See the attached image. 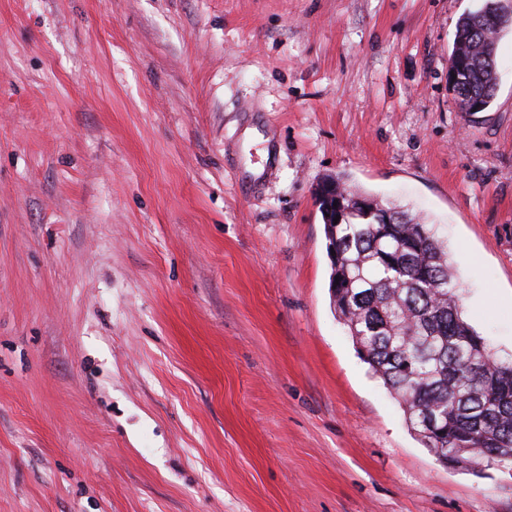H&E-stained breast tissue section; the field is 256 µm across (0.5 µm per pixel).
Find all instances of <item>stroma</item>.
I'll return each instance as SVG.
<instances>
[{"label": "stroma", "mask_w": 512, "mask_h": 512, "mask_svg": "<svg viewBox=\"0 0 512 512\" xmlns=\"http://www.w3.org/2000/svg\"><path fill=\"white\" fill-rule=\"evenodd\" d=\"M484 0H0V512H512L336 316L332 177L427 217L512 356V31ZM499 2L485 0L479 10L464 14L457 25L449 77L462 112H484L494 100L496 44L502 32L512 30V10ZM487 13L495 14L497 24L485 20Z\"/></svg>", "instance_id": "stroma-1"}]
</instances>
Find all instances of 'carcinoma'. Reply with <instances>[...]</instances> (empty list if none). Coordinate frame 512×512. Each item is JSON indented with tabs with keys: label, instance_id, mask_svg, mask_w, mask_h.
<instances>
[{
	"label": "carcinoma",
	"instance_id": "cac0c4a2",
	"mask_svg": "<svg viewBox=\"0 0 512 512\" xmlns=\"http://www.w3.org/2000/svg\"><path fill=\"white\" fill-rule=\"evenodd\" d=\"M509 29L512 10L499 0L461 17L449 75L462 111L491 106L496 44ZM320 209L335 251V311L410 427L430 448H470L477 458L512 448V358L464 318L448 251L429 225L338 179L323 186Z\"/></svg>",
	"mask_w": 512,
	"mask_h": 512
}]
</instances>
